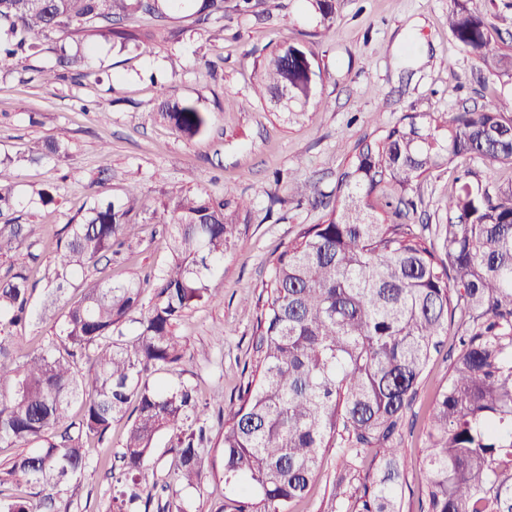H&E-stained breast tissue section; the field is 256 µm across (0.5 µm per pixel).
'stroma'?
Here are the masks:
<instances>
[{
    "mask_svg": "<svg viewBox=\"0 0 512 512\" xmlns=\"http://www.w3.org/2000/svg\"><path fill=\"white\" fill-rule=\"evenodd\" d=\"M450 0H336V21L323 28L307 0H260L257 14L226 9L224 37L213 40L195 25L201 0H181L168 10L149 51L93 44L90 76L68 75L42 83L38 71L56 63L54 50L32 59L19 74L0 62V158L12 157L16 191L24 203L33 263L32 307L41 312L44 275L61 230L92 203L95 193L119 201L137 193L146 208L180 189L228 201L246 200L250 213L209 285L220 299L186 311L177 324L184 358L175 369L150 373L152 383L187 385L209 402V440L200 483L181 494L186 512H215L232 497L224 486L220 409L237 404L255 361V302L270 283L277 257L300 231L322 223L336 203L337 179L359 140L380 136L409 113L450 114L484 99L511 95L512 83L487 82L477 61L448 32ZM311 46L322 69L319 104L294 117L265 107L254 93V64L284 41ZM189 101L207 113L206 130L185 140L159 120L161 97ZM52 138L66 153L39 162L24 150L33 139ZM455 172L444 168L414 185L413 224L446 221V199ZM296 183H313L316 200L297 202ZM53 200L37 202L39 190ZM129 246L112 259V280H131L171 260L161 225L144 212L131 215ZM446 356L435 358L418 385L410 427L403 430L407 459L402 512H423V429L448 375ZM125 422L108 440L91 443L87 467L77 481L68 512H107L112 472L122 452ZM175 439L160 433L139 473L156 488L152 505L132 512H158L169 497ZM346 461L328 450L307 497L289 512H334L348 506L333 499L332 486Z\"/></svg>",
    "mask_w": 512,
    "mask_h": 512,
    "instance_id": "35a3bbf8",
    "label": "stroma"
}]
</instances>
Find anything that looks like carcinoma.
<instances>
[{
	"mask_svg": "<svg viewBox=\"0 0 512 512\" xmlns=\"http://www.w3.org/2000/svg\"><path fill=\"white\" fill-rule=\"evenodd\" d=\"M320 22L336 21L335 0H309ZM471 0H452L448 31L497 80H512V46ZM163 17L159 0H0V60L23 67L46 41L77 46L102 40L147 50L155 33L128 28L131 14ZM224 0H202L196 23L210 29ZM90 69L81 50L59 49L56 68ZM321 79L314 53L285 42L258 63L255 93L272 110L302 114ZM160 119L184 139L201 135L207 117L194 104L163 100ZM65 153L46 139L29 160ZM459 158L512 168V97L466 108L452 118L406 115L378 140H364L336 186V206L305 229L275 261L255 331L257 360L224 419V485L238 491L230 512H288L334 448L351 467L368 451L375 470L351 494V512H401L404 458L398 439L419 380L452 325L460 350L435 401L425 433L427 512H512V180L481 184L465 170L448 195V223H408L410 200L380 201L377 191L405 193L423 176ZM0 160V447L19 448L0 470V512H60L86 467V444L128 418L122 442L126 477L113 500L141 498L135 473L154 438L176 437V482L201 480L207 428L189 386L169 389L148 372L183 357L176 326L216 295L209 276L224 259L248 205L198 193L170 192L149 209L168 232L171 263L115 284L103 277L81 288L60 316V342L37 350L5 344L11 326L32 315L22 205ZM140 205L96 200L64 227L48 277L49 295L75 287L76 276L127 246L126 218ZM151 290L148 308L143 294ZM137 324L133 337L124 324ZM90 362L84 372L79 361ZM82 399L80 416L69 409Z\"/></svg>",
	"mask_w": 512,
	"mask_h": 512,
	"instance_id": "carcinoma-1",
	"label": "carcinoma"
}]
</instances>
